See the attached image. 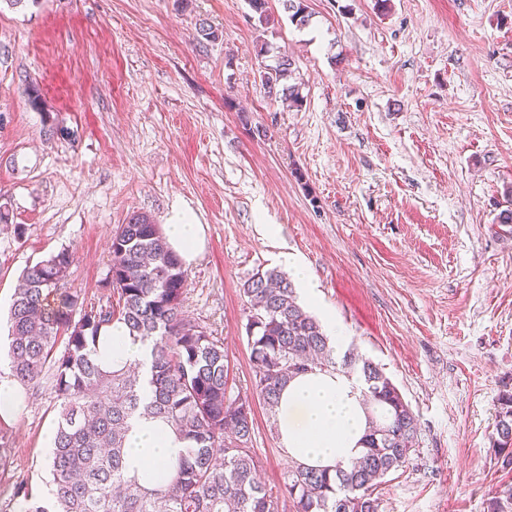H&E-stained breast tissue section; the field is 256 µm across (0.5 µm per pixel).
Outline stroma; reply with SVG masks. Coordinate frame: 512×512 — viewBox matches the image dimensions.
Masks as SVG:
<instances>
[{"label":"stroma","instance_id":"obj_1","mask_svg":"<svg viewBox=\"0 0 512 512\" xmlns=\"http://www.w3.org/2000/svg\"><path fill=\"white\" fill-rule=\"evenodd\" d=\"M306 4L300 26L283 0L265 25L249 0H0V314L65 247L67 290L107 302L116 227L189 210L206 243L183 311L224 341L279 512L292 462L253 394L242 285L284 252L315 284L305 311L332 312L418 419L381 512H488L512 482L491 439L512 390V0ZM283 56L299 110L261 85ZM57 414L44 381L0 420V512L46 488Z\"/></svg>","mask_w":512,"mask_h":512}]
</instances>
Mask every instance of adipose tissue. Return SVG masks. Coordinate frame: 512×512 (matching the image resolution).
<instances>
[{"mask_svg":"<svg viewBox=\"0 0 512 512\" xmlns=\"http://www.w3.org/2000/svg\"><path fill=\"white\" fill-rule=\"evenodd\" d=\"M163 234L184 264L193 263L205 247V227L187 210L173 211ZM97 342V361L105 367H138L149 380L151 347L115 322ZM367 413L360 385L338 371L316 370L297 375L282 390L278 404V435L285 452L310 468H335L365 449ZM185 444L164 422L137 416L130 420L125 451L130 474L139 478L168 472Z\"/></svg>","mask_w":512,"mask_h":512,"instance_id":"ef3b65f1","label":"adipose tissue"}]
</instances>
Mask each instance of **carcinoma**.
Instances as JSON below:
<instances>
[{
	"label": "carcinoma",
	"mask_w": 512,
	"mask_h": 512,
	"mask_svg": "<svg viewBox=\"0 0 512 512\" xmlns=\"http://www.w3.org/2000/svg\"><path fill=\"white\" fill-rule=\"evenodd\" d=\"M291 20L307 24L306 0H286ZM282 59L265 68L271 95L292 77ZM103 287L115 298L89 305L64 288L73 259L64 247L26 267L9 311L7 358L11 376L34 388L45 370L59 402L50 458L51 497L24 495L17 512H278V497L257 478L252 456L253 410L248 398L228 397L224 342L186 318L187 274L169 249L161 225L143 214L117 227ZM252 387L269 410L297 374L360 369L370 417L366 451L335 474L295 464L287 490L294 512H380L377 480L403 467L418 441V422L378 365L352 351L336 363L320 322L297 302L292 281L276 269L257 272L242 288ZM114 322L152 345L151 394L141 395L134 367L105 370L95 358L101 330ZM160 418L189 443L173 473L139 486L127 476L128 420ZM493 447L497 464L512 471V391L498 398ZM490 512H512V484H502Z\"/></svg>",
	"instance_id": "1"
}]
</instances>
